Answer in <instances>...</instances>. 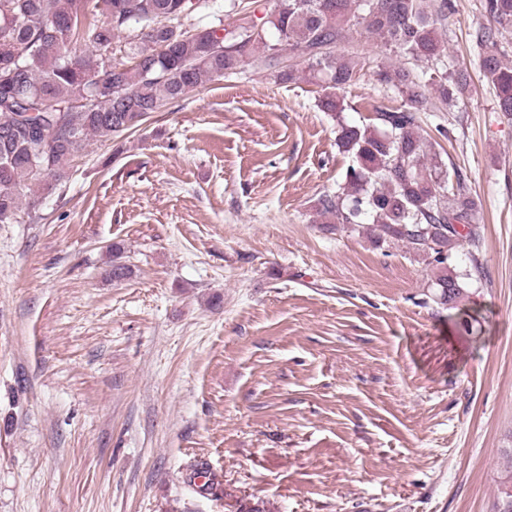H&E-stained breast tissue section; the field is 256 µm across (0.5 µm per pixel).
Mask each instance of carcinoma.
Returning a JSON list of instances; mask_svg holds the SVG:
<instances>
[{
    "instance_id": "carcinoma-1",
    "label": "carcinoma",
    "mask_w": 512,
    "mask_h": 512,
    "mask_svg": "<svg viewBox=\"0 0 512 512\" xmlns=\"http://www.w3.org/2000/svg\"><path fill=\"white\" fill-rule=\"evenodd\" d=\"M207 0H0V223L29 211L35 199L68 179L70 161L93 139L106 141L140 127L150 114L192 90L245 68L282 82H321L322 111L345 110L344 92L362 58L337 53L355 33L380 40L388 61L375 81L403 98L369 124L336 126V145L351 158L343 187L321 195L323 229H362L382 248L402 244L434 271L431 300L451 308L463 294L451 269L453 250L479 247L480 204L464 175L427 149L418 113L464 96L461 69L439 70L446 56L442 27L453 0H274L258 17L246 7L228 26L192 22ZM489 26L476 37L477 65L492 86L497 110L512 114V0H483ZM108 22L101 24L97 16ZM124 39L128 60L108 55ZM305 67H298L296 60ZM426 63L433 72L414 73ZM112 85V102L76 105L100 96L97 77ZM115 282L131 268L112 246L106 270ZM512 512V470L501 481Z\"/></svg>"
}]
</instances>
